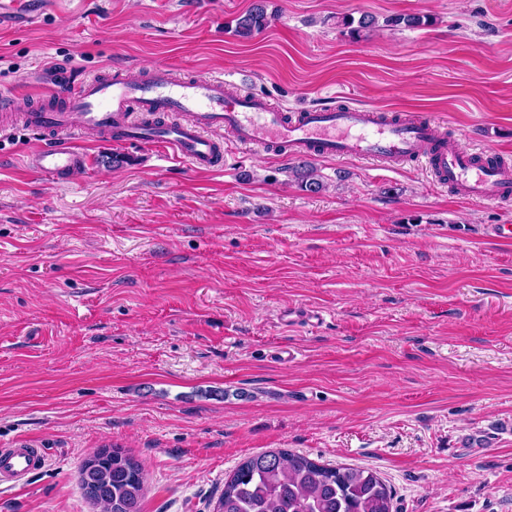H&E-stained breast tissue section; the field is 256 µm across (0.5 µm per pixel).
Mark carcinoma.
Listing matches in <instances>:
<instances>
[{"instance_id": "carcinoma-1", "label": "carcinoma", "mask_w": 512, "mask_h": 512, "mask_svg": "<svg viewBox=\"0 0 512 512\" xmlns=\"http://www.w3.org/2000/svg\"><path fill=\"white\" fill-rule=\"evenodd\" d=\"M269 23L259 2L237 19L234 33L249 38ZM76 479L81 487L93 482L103 512H141L144 468L122 449H112V460L88 474L79 466ZM392 500L391 489L372 471L278 450L242 462L224 483L216 512H393Z\"/></svg>"}]
</instances>
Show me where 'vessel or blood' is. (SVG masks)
I'll return each instance as SVG.
<instances>
[{
  "instance_id": "1",
  "label": "vessel or blood",
  "mask_w": 512,
  "mask_h": 512,
  "mask_svg": "<svg viewBox=\"0 0 512 512\" xmlns=\"http://www.w3.org/2000/svg\"><path fill=\"white\" fill-rule=\"evenodd\" d=\"M30 2L0 0V15H21L24 25L34 27L63 0H40L35 9ZM29 95L34 104L20 117L40 145L23 162L58 183L85 165L87 154L77 139L87 131L158 148L165 159L194 170L220 172L223 154L213 137L219 130L243 148L274 156L417 161L461 197L512 196V168L500 164L495 149L474 155L434 122L350 107L302 108L290 116L264 96L241 93L233 81L183 78L163 63L146 75L119 68L87 77L61 67L50 79L30 81ZM44 463L39 449L15 442L0 450V481L21 482Z\"/></svg>"
}]
</instances>
